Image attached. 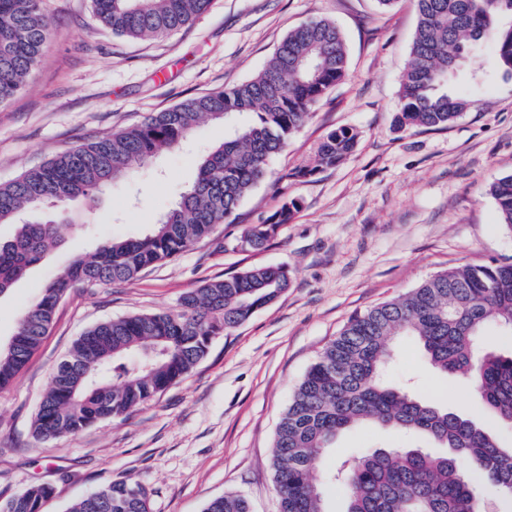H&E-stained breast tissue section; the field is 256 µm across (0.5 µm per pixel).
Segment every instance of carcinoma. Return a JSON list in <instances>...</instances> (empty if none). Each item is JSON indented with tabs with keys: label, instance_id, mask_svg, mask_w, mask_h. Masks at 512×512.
<instances>
[{
	"label": "carcinoma",
	"instance_id": "cac0c4a2",
	"mask_svg": "<svg viewBox=\"0 0 512 512\" xmlns=\"http://www.w3.org/2000/svg\"><path fill=\"white\" fill-rule=\"evenodd\" d=\"M211 0H92L93 16L112 33L155 37L180 30ZM418 22L402 76L399 129H444L471 105L450 85L466 71L469 51L496 45L494 64L512 76V0H416ZM53 37L45 0H0V104L25 86ZM347 74L345 43L335 22L308 20L278 45L252 79L221 92L155 112L109 137L77 144L0 184V296L62 242L80 216L66 208L92 204L105 188L175 148L204 121L235 119L224 142L201 162L194 183L147 230L107 239L76 256L48 281L21 315L13 344L0 347V389L26 366L52 324L61 299L75 285L128 281L175 258L231 222L241 200L262 180L268 160L302 127L309 111ZM347 128L328 132L312 164L285 174L306 181L333 168L354 150ZM489 193L501 224L512 231V174ZM55 208L34 222H17L24 209ZM300 203L283 204L241 240L260 250L288 223ZM288 268L259 266L186 292L176 313L140 314L98 323L74 342L54 370L33 421L44 441L73 436L94 423L127 414L191 371L212 340L247 321L288 288ZM512 336V263L470 265L439 272L397 299L353 315L328 342L298 383L274 436L279 512H325L313 473L336 437L368 421L400 433L424 434L450 449L378 448L343 463L328 482L345 495V512H483L481 481L512 499V448L448 406L389 384L383 369L401 335L413 336L427 361L445 375L470 378L483 408L512 425V352H481L486 328ZM55 491L32 485L4 500L0 512H42ZM69 512H151L148 490L113 482L75 501ZM204 512H251L234 492L211 499Z\"/></svg>",
	"mask_w": 512,
	"mask_h": 512
}]
</instances>
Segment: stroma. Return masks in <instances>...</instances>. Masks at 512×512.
Returning a JSON list of instances; mask_svg holds the SVG:
<instances>
[{
    "label": "stroma",
    "mask_w": 512,
    "mask_h": 512,
    "mask_svg": "<svg viewBox=\"0 0 512 512\" xmlns=\"http://www.w3.org/2000/svg\"><path fill=\"white\" fill-rule=\"evenodd\" d=\"M53 38L33 79L0 106V183L87 140L129 128L186 99L223 91L258 74L289 30L313 18L340 28L348 72L268 162L236 220L128 282L72 288L40 347L0 389V497L47 482L42 512H66L100 487L144 485L152 512H203L227 492L252 512H279L273 438L294 390L350 316L457 266L512 262V233L488 193L512 174V77L492 65L483 42L468 67L472 106L446 129H397L401 77L416 26L415 0L388 10L376 0H211L179 31L131 39L112 34L91 0H48ZM351 129L354 152L310 181L284 175L308 163L327 132ZM224 139L204 122L183 144L98 197L89 224L67 232L0 297V344L74 254L101 240L145 231L193 183L203 155ZM301 204L261 250L239 246L248 225L283 203ZM286 266L287 289L229 334L215 337L187 375L128 415L43 442L31 424L56 365L91 326L144 313L174 312L202 281L256 266ZM386 378L414 382L419 396L476 419L512 448V428L484 411L470 383L434 373L413 337H401ZM432 441L362 422L337 436L326 462L365 448Z\"/></svg>",
    "instance_id": "stroma-1"
}]
</instances>
